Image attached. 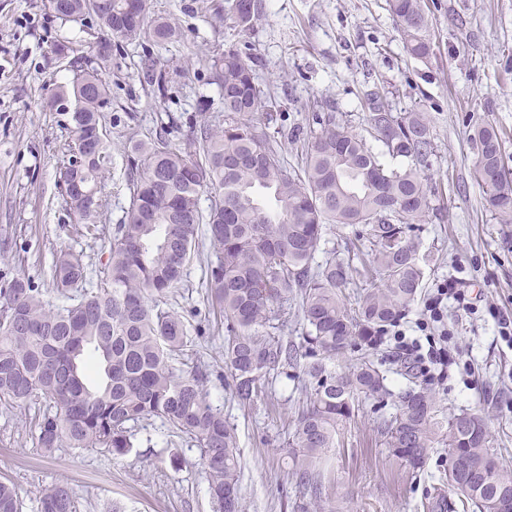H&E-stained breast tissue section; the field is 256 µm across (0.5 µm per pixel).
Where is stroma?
Masks as SVG:
<instances>
[{
    "label": "stroma",
    "mask_w": 512,
    "mask_h": 512,
    "mask_svg": "<svg viewBox=\"0 0 512 512\" xmlns=\"http://www.w3.org/2000/svg\"><path fill=\"white\" fill-rule=\"evenodd\" d=\"M223 4L153 0L155 15L175 24L181 40L168 46L123 42L113 51L102 108L112 153L103 187L104 232L91 238L74 232V219L60 204L57 166L72 137L70 113L48 101L71 78L56 45L93 41L97 22L91 16L61 21L45 0H0V288L22 277L57 303L52 267L63 251L82 254L89 274L97 275L129 204L131 144L168 125L172 145L186 148L199 113L223 121L209 64L188 70L186 58L217 55L230 44L246 52L280 103L253 117L273 132L308 130L309 104L318 100L370 139L363 102L384 85L395 111L429 113L436 145L426 170L435 214L419 235V252L427 258L421 301L440 281L455 277L466 287L469 307L448 306V344L456 352L441 381L426 382L410 360L396 357L394 337L383 336L373 359L392 396L382 404L361 402L318 468L323 494L338 512H418L443 486L448 450L434 449L413 474L389 456L375 426L396 413L405 390L426 382L443 413L485 415L496 446L512 459V343L498 335L494 320L498 313L512 316V238L484 209L470 176V134L479 118L505 134V161L512 166V0H427L435 43L427 60L407 53L386 0H264L261 20L248 30L218 18ZM148 58L164 74V88L152 83L143 65ZM367 249L356 228L329 224L314 262ZM210 253L207 229L199 227L195 256L168 295L193 338L185 360L206 370L208 398L236 430L243 512H294L300 493L285 437L306 377L288 365L262 379L253 402L237 399L224 364V319L214 313L206 288ZM421 301L400 325L407 340L425 351L429 339L415 326ZM37 411L34 403L0 411V480L17 487L25 512H38L43 486L57 481L72 488L77 512H214L199 448L160 421H145L124 456L70 448L47 454L31 439Z\"/></svg>",
    "instance_id": "1"
}]
</instances>
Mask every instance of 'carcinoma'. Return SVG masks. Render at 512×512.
<instances>
[{
	"instance_id": "obj_1",
	"label": "carcinoma",
	"mask_w": 512,
	"mask_h": 512,
	"mask_svg": "<svg viewBox=\"0 0 512 512\" xmlns=\"http://www.w3.org/2000/svg\"><path fill=\"white\" fill-rule=\"evenodd\" d=\"M152 0H53L65 22L93 16L101 34L91 58L73 43L56 46L72 56L73 78L49 106L73 101V140L59 168L61 205L76 219V232L98 236L105 207L101 183L111 156L101 108L112 42L180 39L175 25L152 15ZM426 0H388L404 48L415 58L434 53ZM224 18L242 29L263 15L262 0H224ZM224 109V124L206 116L195 122L193 149L182 151L163 135L135 142L130 204L110 242L108 258L91 289L73 295L87 266L74 253L57 256L52 281L67 303L53 305L22 278L0 289V409L42 401L33 442L45 453L60 448L124 456L134 447L135 426L159 420L185 435L201 453L216 512H241V463L237 435L222 410L208 400L200 370L177 367L191 342L184 317L167 303L183 280L198 226H209L215 261L207 288L224 319V363L239 401L253 400L260 379L303 358L307 384L302 410L288 433L292 476L318 512L323 500L316 462L336 447L342 423L361 401L391 396L371 350L387 327L409 310L424 278L418 227L430 210L424 167L434 150L427 112H395L378 93L365 102L377 152L328 112L313 114L317 127L273 135L253 121L278 102L252 66L230 46L209 58ZM301 144V168L288 169L276 137ZM472 179L497 223L512 224V168L505 165L498 127L474 125ZM408 158L392 167L384 156ZM214 193L208 210L200 193ZM363 225L370 253L361 260L332 256L312 269L324 225ZM365 271L367 288L356 307L341 288ZM301 301L306 326L295 346L271 336L288 322V302ZM358 346L356 362L336 372L329 362ZM97 381L90 382V374ZM387 452L412 471L433 448L460 455L470 471L448 468V495L423 504L427 512H512V463H507L485 418L478 413L441 415L427 387L399 395V413L377 423ZM40 512H76L67 483L46 486ZM0 512H23L15 486L0 481Z\"/></svg>"
}]
</instances>
